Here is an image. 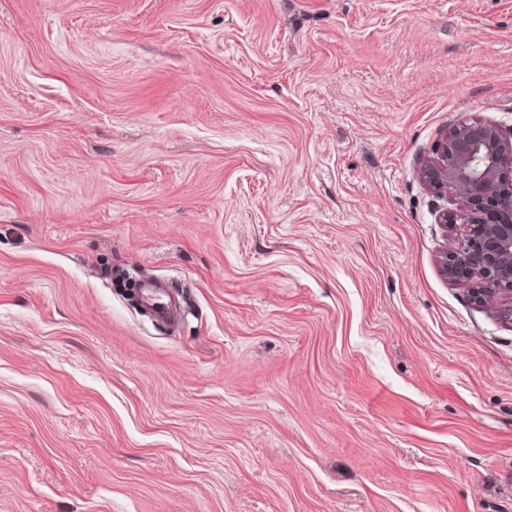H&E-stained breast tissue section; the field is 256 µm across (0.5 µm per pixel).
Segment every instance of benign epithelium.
I'll return each instance as SVG.
<instances>
[{
  "instance_id": "1",
  "label": "benign epithelium",
  "mask_w": 512,
  "mask_h": 512,
  "mask_svg": "<svg viewBox=\"0 0 512 512\" xmlns=\"http://www.w3.org/2000/svg\"><path fill=\"white\" fill-rule=\"evenodd\" d=\"M419 177L455 201L439 214V223L465 227L440 255L444 276L466 286L478 305L512 300V129L460 122L422 164Z\"/></svg>"
}]
</instances>
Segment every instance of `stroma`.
Returning <instances> with one entry per match:
<instances>
[{"label":"stroma","mask_w":512,"mask_h":512,"mask_svg":"<svg viewBox=\"0 0 512 512\" xmlns=\"http://www.w3.org/2000/svg\"><path fill=\"white\" fill-rule=\"evenodd\" d=\"M464 120L512 0H0V512H512V322L418 177ZM138 295L161 321L174 319L176 308L167 299L166 289L159 283L146 281L138 288Z\"/></svg>","instance_id":"1"}]
</instances>
